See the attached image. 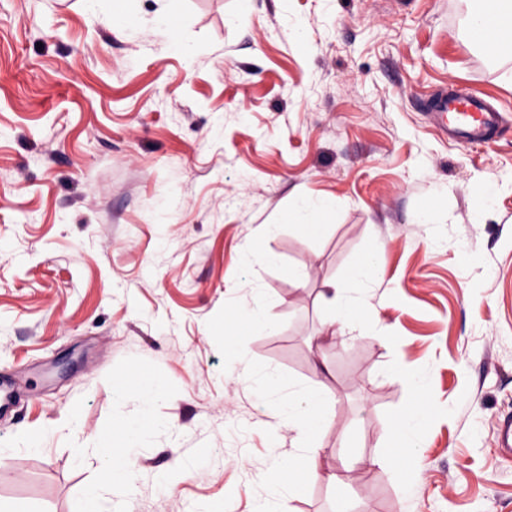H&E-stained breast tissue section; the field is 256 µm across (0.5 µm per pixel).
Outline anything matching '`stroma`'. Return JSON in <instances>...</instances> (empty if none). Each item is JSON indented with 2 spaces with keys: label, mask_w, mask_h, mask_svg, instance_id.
Instances as JSON below:
<instances>
[{
  "label": "stroma",
  "mask_w": 512,
  "mask_h": 512,
  "mask_svg": "<svg viewBox=\"0 0 512 512\" xmlns=\"http://www.w3.org/2000/svg\"><path fill=\"white\" fill-rule=\"evenodd\" d=\"M166 4L124 28L109 0H0V501L77 512L136 420L105 512H512V51L471 43L481 0H178L172 32ZM452 86L503 112L494 142L432 125ZM374 253L370 310L328 330ZM315 385L301 448L282 407ZM382 274V264L380 258L376 255L354 268L345 280L330 284L331 300L336 303L337 298L342 302L338 322H343L346 319L349 308L354 303H361L371 307L370 304L350 298L349 296L359 293L367 282L380 278ZM431 404L421 402L401 416L398 422V429L407 441H412L418 434L424 419L430 414ZM138 426L136 423L126 426V438L123 442L112 444V447L103 448L102 453L106 455L109 466L108 469V482H114L116 479L122 477L121 470H124L122 463L128 459L130 455L131 443L135 436L138 434Z\"/></svg>",
  "instance_id": "35a3bbf8"
}]
</instances>
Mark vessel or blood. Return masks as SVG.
I'll return each mask as SVG.
<instances>
[{
    "instance_id": "1",
    "label": "vessel or blood",
    "mask_w": 512,
    "mask_h": 512,
    "mask_svg": "<svg viewBox=\"0 0 512 512\" xmlns=\"http://www.w3.org/2000/svg\"><path fill=\"white\" fill-rule=\"evenodd\" d=\"M484 27L471 31L474 44H485L488 33H496L502 39H512V14L488 9L483 13ZM428 110L436 128L449 138L471 145L495 141L502 128L501 114L485 98L471 93H451L445 90L432 95Z\"/></svg>"
}]
</instances>
